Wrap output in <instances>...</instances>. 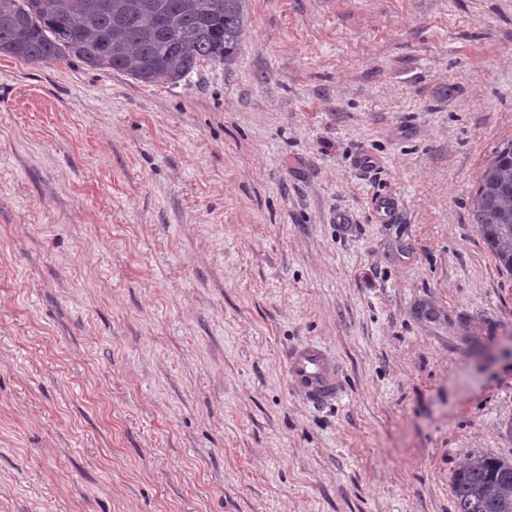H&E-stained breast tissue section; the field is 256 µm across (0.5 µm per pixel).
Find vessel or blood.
Masks as SVG:
<instances>
[{
  "instance_id": "vessel-or-blood-1",
  "label": "vessel or blood",
  "mask_w": 512,
  "mask_h": 512,
  "mask_svg": "<svg viewBox=\"0 0 512 512\" xmlns=\"http://www.w3.org/2000/svg\"><path fill=\"white\" fill-rule=\"evenodd\" d=\"M288 378L311 405L333 402L341 391L336 359L323 347L308 343L288 354Z\"/></svg>"
}]
</instances>
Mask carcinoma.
<instances>
[{
	"label": "carcinoma",
	"mask_w": 512,
	"mask_h": 512,
	"mask_svg": "<svg viewBox=\"0 0 512 512\" xmlns=\"http://www.w3.org/2000/svg\"><path fill=\"white\" fill-rule=\"evenodd\" d=\"M247 0H0V53L85 65L153 84L176 83L206 60L231 61L246 35ZM474 221L512 273V141L483 167ZM456 512H512V460L471 456L452 481Z\"/></svg>",
	"instance_id": "obj_1"
}]
</instances>
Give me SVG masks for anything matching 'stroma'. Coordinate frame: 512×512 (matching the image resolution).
<instances>
[{
	"mask_svg": "<svg viewBox=\"0 0 512 512\" xmlns=\"http://www.w3.org/2000/svg\"><path fill=\"white\" fill-rule=\"evenodd\" d=\"M248 13L175 84L0 55V512H455L469 456L512 459L473 220L512 0ZM307 342L333 405L289 383ZM288 378L302 397L313 406L336 400L341 391L340 369L336 359L323 347L307 343L288 354Z\"/></svg>",
	"mask_w": 512,
	"mask_h": 512,
	"instance_id": "1",
	"label": "stroma"
}]
</instances>
